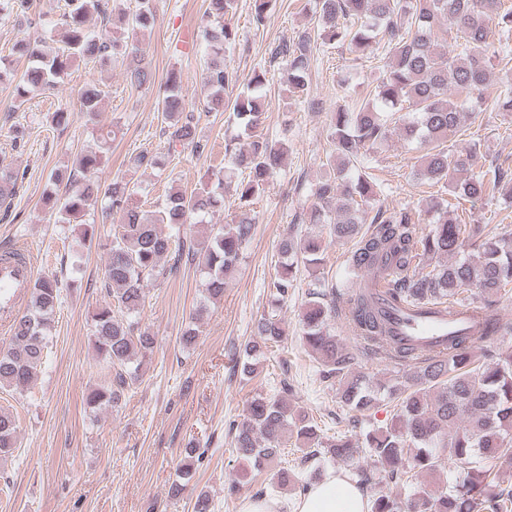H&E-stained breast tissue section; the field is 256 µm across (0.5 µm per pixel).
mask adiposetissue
I'll use <instances>...</instances> for the list:
<instances>
[{"label":"adipose tissue","instance_id":"ef3b65f1","mask_svg":"<svg viewBox=\"0 0 512 512\" xmlns=\"http://www.w3.org/2000/svg\"><path fill=\"white\" fill-rule=\"evenodd\" d=\"M292 512H368L367 502L342 473L327 472L297 496Z\"/></svg>","mask_w":512,"mask_h":512}]
</instances>
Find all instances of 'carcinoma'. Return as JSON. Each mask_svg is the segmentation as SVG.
<instances>
[{
  "mask_svg": "<svg viewBox=\"0 0 512 512\" xmlns=\"http://www.w3.org/2000/svg\"><path fill=\"white\" fill-rule=\"evenodd\" d=\"M273 0H252V22L265 24ZM237 0H210L214 24L203 37L212 60L207 64L204 89L210 110L229 107L237 124L249 133L242 146L231 139L225 143L237 171L228 181L221 173L214 180L186 194L171 190L153 214L134 202L129 183L114 179L101 187L102 152L80 155L74 163L80 177L57 171L52 179L70 180L71 190L58 198L49 195L46 204L61 224L84 227L83 238L93 241L95 225L86 222L91 206L104 199L105 213L120 216L121 224L105 244L108 261L105 288L108 300L91 316V340L98 356L114 370L113 377L96 385L86 397L91 406H112L133 391L138 367L134 353H147L154 337L135 331L136 323L117 314L131 315L145 301V286L179 270L181 262H194L202 255L206 276L202 283L206 300L223 296L224 280L235 269L253 236V218L247 207L266 192L281 168L288 145L272 141L255 130L262 123L266 102V70H252L243 91L227 106L224 90L239 83V75L224 66V44L236 37L225 18L235 14ZM119 11L134 31L154 26L150 0H139L130 13L123 0H65L62 8L64 48L50 55L41 39H21L13 48L28 60L20 76L18 96L53 88L64 82L77 62L107 67L120 58H132L127 79L135 87L150 82L149 63L140 56L137 43L100 34L89 25L93 15ZM317 39L301 35L278 45L272 58L282 57L288 65L286 91L299 92L317 60V45L348 43L352 52L370 53L372 44L384 43L386 61L374 78L368 100L356 109L340 106L332 113L330 138L334 153L326 158L329 173L312 189L309 223L328 230L339 242L352 243L349 262L353 272L370 271L380 262H390L383 287L390 301L411 307L429 305H473L483 312L479 337L488 343L500 333L495 303L498 295L512 286V233L497 235L486 224H458L448 216V205L432 207L431 229L419 231L420 216L404 209L374 207L379 185L358 168L362 150L397 134L430 145L420 178L451 188L463 200H478L499 189L505 173L488 169L466 176L473 165L475 149L454 152L444 142L448 136L465 134L462 119L466 109L485 104L474 91L484 85L487 62L496 58L512 61L495 45V32L512 30V8L502 0H316ZM448 23L453 44L437 36L436 26ZM454 91L465 96L462 103L448 98ZM105 91L90 81L78 90L80 112L93 119ZM163 108L170 120V140L196 153L206 145L197 138L193 118L185 114L178 93V77L171 73ZM410 112L407 120L401 113ZM238 200V213L229 224H214L207 244L201 249L172 240L158 230L167 224L181 230L191 218L204 216L224 204V193ZM472 247L460 259L455 256ZM284 261L272 283L275 301L288 298L294 269L299 264L322 262V240L313 235L288 234L280 243ZM173 263L165 265L167 257ZM376 282L360 281L348 289L344 306L336 308V285L317 278L308 292L302 315V341L322 366V378L336 385L342 406L367 412L376 404L377 393L353 374L354 356L328 329V320L338 315L352 326L362 349L393 367H407L406 384L395 376L387 389L397 402L391 419L360 439L324 438L308 414L281 398L257 396L246 414L229 432L236 454L257 471L275 458L288 462L294 455L296 467H281L273 480L281 489L308 483L296 480V468H311L320 475V462L329 457L351 463L355 457L373 463L379 479L404 490V496L378 495L368 501L369 512H512V475L487 468L486 461L502 463L512 458V351H500L489 363H477L470 352L459 349L453 339L441 356L422 355L392 337L388 313L375 298ZM58 279L43 275L34 281L26 310L12 317L9 336L0 341V387L22 391L42 364L46 339L59 303ZM286 332L280 320L264 317L257 337L245 346L241 370L250 375L254 359L262 349L278 347ZM17 419L0 410V457L19 447ZM424 475L443 477V485L431 489L420 481ZM194 470L183 466L179 480L169 488V497L179 498L194 490Z\"/></svg>",
  "mask_w": 512,
  "mask_h": 512,
  "instance_id": "1",
  "label": "carcinoma"
}]
</instances>
